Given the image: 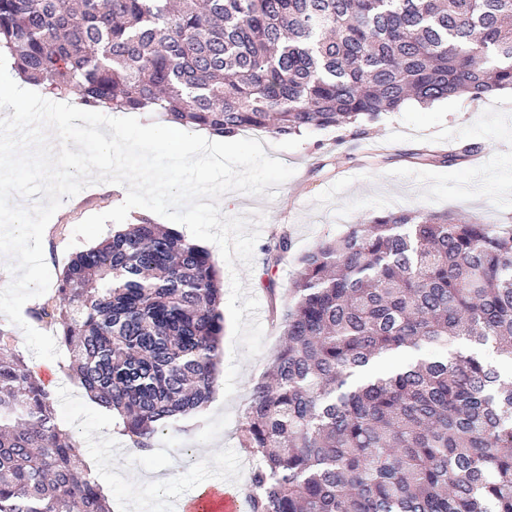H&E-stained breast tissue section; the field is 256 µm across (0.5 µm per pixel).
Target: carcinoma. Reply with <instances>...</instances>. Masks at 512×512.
<instances>
[{
    "instance_id": "obj_1",
    "label": "carcinoma",
    "mask_w": 512,
    "mask_h": 512,
    "mask_svg": "<svg viewBox=\"0 0 512 512\" xmlns=\"http://www.w3.org/2000/svg\"><path fill=\"white\" fill-rule=\"evenodd\" d=\"M0 51L89 108L298 135L512 89V0H0ZM290 248L265 247V273ZM299 265L239 429L249 512H512V378L484 357L512 360V229L388 212ZM220 305L210 253L143 219L76 253L30 317L146 452L209 401ZM12 342L0 329V512H110Z\"/></svg>"
}]
</instances>
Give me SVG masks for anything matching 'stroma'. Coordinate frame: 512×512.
I'll return each mask as SVG.
<instances>
[{
	"label": "stroma",
	"instance_id": "stroma-1",
	"mask_svg": "<svg viewBox=\"0 0 512 512\" xmlns=\"http://www.w3.org/2000/svg\"><path fill=\"white\" fill-rule=\"evenodd\" d=\"M255 137L269 157L295 170L274 197L233 192L220 204L227 215H265L253 263L238 269L245 288L259 302L264 346L253 358L232 356V331L224 329L217 375L225 377L230 362L238 361L236 391L229 398L213 394L199 419L159 434L163 451L134 455L124 439L104 445L102 436L112 415L90 401L68 376V353L54 361L35 357L26 346L23 330L0 315V328L15 336L32 374L51 391L57 418L79 436L84 461L111 454V468L93 470L92 475L112 512H178L183 500L214 481L244 490L254 461L239 446L238 428L252 384L277 351L280 330L273 325L272 307L287 303L300 254L321 239L342 235L349 225L404 209L512 226L511 93L480 101L456 97L428 106L411 100L399 111L381 114L358 128L311 129L298 136L259 131ZM465 147L480 153V165L447 162V155ZM79 196L77 205L65 203L56 211L52 232L43 239L45 261L55 283L75 252L88 247L87 241H73L75 226L115 207L118 200L106 184L87 186ZM284 232L289 233L292 247L273 271L271 282H263V249Z\"/></svg>",
	"mask_w": 512,
	"mask_h": 512
}]
</instances>
